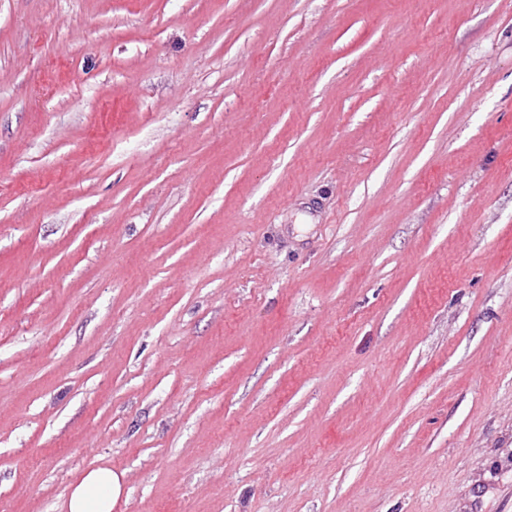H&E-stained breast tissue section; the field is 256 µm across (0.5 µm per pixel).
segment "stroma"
<instances>
[{
    "instance_id": "35a3bbf8",
    "label": "stroma",
    "mask_w": 512,
    "mask_h": 512,
    "mask_svg": "<svg viewBox=\"0 0 512 512\" xmlns=\"http://www.w3.org/2000/svg\"><path fill=\"white\" fill-rule=\"evenodd\" d=\"M512 512V0H0V512ZM125 496V472L109 466L88 470L75 484L62 509L66 512H112Z\"/></svg>"
}]
</instances>
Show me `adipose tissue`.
I'll use <instances>...</instances> for the list:
<instances>
[{
  "instance_id": "1",
  "label": "adipose tissue",
  "mask_w": 512,
  "mask_h": 512,
  "mask_svg": "<svg viewBox=\"0 0 512 512\" xmlns=\"http://www.w3.org/2000/svg\"><path fill=\"white\" fill-rule=\"evenodd\" d=\"M124 495V473L99 466L84 473L62 508L64 512H113Z\"/></svg>"
}]
</instances>
